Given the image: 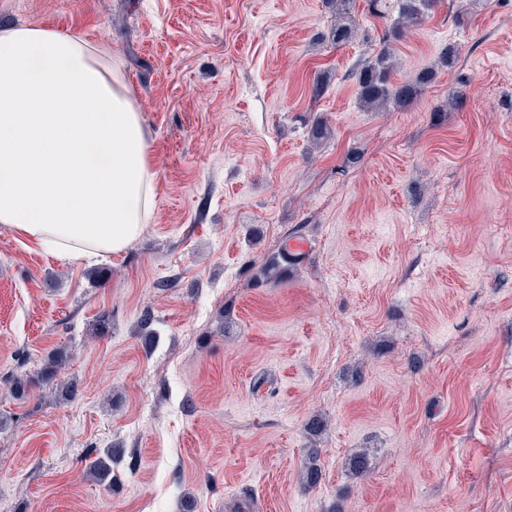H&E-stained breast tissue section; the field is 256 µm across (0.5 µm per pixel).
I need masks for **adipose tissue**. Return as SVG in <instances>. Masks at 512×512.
<instances>
[{
    "label": "adipose tissue",
    "instance_id": "obj_1",
    "mask_svg": "<svg viewBox=\"0 0 512 512\" xmlns=\"http://www.w3.org/2000/svg\"><path fill=\"white\" fill-rule=\"evenodd\" d=\"M103 47L0 30V228L70 260L125 249L155 208L144 115Z\"/></svg>",
    "mask_w": 512,
    "mask_h": 512
}]
</instances>
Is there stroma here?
<instances>
[{"label": "stroma", "mask_w": 512, "mask_h": 512, "mask_svg": "<svg viewBox=\"0 0 512 512\" xmlns=\"http://www.w3.org/2000/svg\"><path fill=\"white\" fill-rule=\"evenodd\" d=\"M384 4L338 46L326 0H0V29L111 49L158 171L107 260L0 230V512H512V0H440L392 73L435 79L371 111L349 74ZM295 230L308 258L264 278ZM59 348L76 398L14 399ZM110 444L106 487L82 457Z\"/></svg>", "instance_id": "35a3bbf8"}]
</instances>
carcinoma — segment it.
<instances>
[{"label":"carcinoma","instance_id":"carcinoma-1","mask_svg":"<svg viewBox=\"0 0 512 512\" xmlns=\"http://www.w3.org/2000/svg\"><path fill=\"white\" fill-rule=\"evenodd\" d=\"M355 0H327L329 8L336 15V23L330 37L334 44L345 45L355 38L356 25L352 15ZM435 5V0H399L398 28L383 36L382 47L370 60L361 64L353 73L357 86L359 104L367 110H385L391 105L405 107L415 101L421 94L423 86L430 80L424 75L414 83L395 86L391 83L394 69L395 53L392 43L399 38L401 29L416 22L425 12ZM69 356L62 352H52L36 374L14 375L10 380L11 393L24 396L31 387L54 386L57 378L67 368ZM124 449L110 446L93 449V454L86 459V476L104 486L112 485L115 478L112 464L123 457ZM319 449L310 448L307 462L302 471V479L308 485H315L320 479L316 460Z\"/></svg>","mask_w":512,"mask_h":512}]
</instances>
